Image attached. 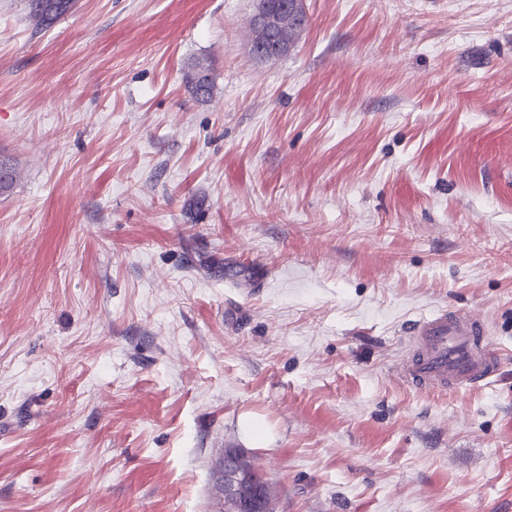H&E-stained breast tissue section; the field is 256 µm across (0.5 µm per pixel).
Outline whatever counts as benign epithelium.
<instances>
[{"label": "benign epithelium", "instance_id": "benign-epithelium-1", "mask_svg": "<svg viewBox=\"0 0 512 512\" xmlns=\"http://www.w3.org/2000/svg\"><path fill=\"white\" fill-rule=\"evenodd\" d=\"M286 8V0H257L254 20L260 42L273 40L279 11ZM253 471L242 449H224V469L218 483L224 512H275L272 496L255 483Z\"/></svg>", "mask_w": 512, "mask_h": 512}]
</instances>
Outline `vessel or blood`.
<instances>
[{"instance_id":"b4317fda","label":"vessel or blood","mask_w":512,"mask_h":512,"mask_svg":"<svg viewBox=\"0 0 512 512\" xmlns=\"http://www.w3.org/2000/svg\"><path fill=\"white\" fill-rule=\"evenodd\" d=\"M410 360L400 368L404 383L421 391L470 390L492 383L500 366L486 324L464 311H439L407 328Z\"/></svg>"}]
</instances>
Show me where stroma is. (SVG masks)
Returning a JSON list of instances; mask_svg holds the SVG:
<instances>
[{"label": "stroma", "instance_id": "stroma-1", "mask_svg": "<svg viewBox=\"0 0 512 512\" xmlns=\"http://www.w3.org/2000/svg\"><path fill=\"white\" fill-rule=\"evenodd\" d=\"M304 7L0 0V512H512V0ZM445 309L488 387L396 377ZM33 15L42 26H49L56 17L66 10L67 0H31ZM288 1H294L295 7L303 3L300 0H257L254 20L260 42L267 43L273 40L279 11L281 8H288ZM307 23V15L298 16L292 11H288L280 18L277 29L276 44L280 49L288 50L294 45L296 35L302 31ZM213 74L209 65L198 61L189 75V87L197 99L207 98L213 87ZM253 471L249 457L242 449H224V469L217 487L224 512L275 511L272 496L255 483Z\"/></svg>", "mask_w": 512, "mask_h": 512}]
</instances>
